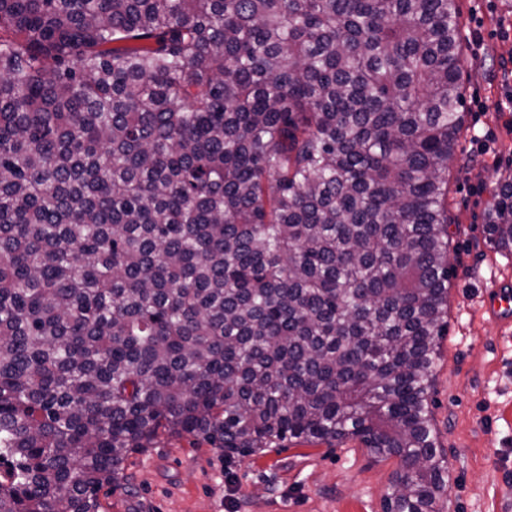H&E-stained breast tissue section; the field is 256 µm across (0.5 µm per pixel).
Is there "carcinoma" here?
<instances>
[{"mask_svg":"<svg viewBox=\"0 0 512 512\" xmlns=\"http://www.w3.org/2000/svg\"><path fill=\"white\" fill-rule=\"evenodd\" d=\"M457 0H0V512L129 453L359 442L444 512ZM485 239L512 254V172Z\"/></svg>","mask_w":512,"mask_h":512,"instance_id":"1","label":"carcinoma"}]
</instances>
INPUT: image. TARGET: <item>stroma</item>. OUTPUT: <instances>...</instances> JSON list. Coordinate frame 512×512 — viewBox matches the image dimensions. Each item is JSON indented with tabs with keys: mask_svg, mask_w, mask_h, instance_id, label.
I'll return each instance as SVG.
<instances>
[{
	"mask_svg": "<svg viewBox=\"0 0 512 512\" xmlns=\"http://www.w3.org/2000/svg\"><path fill=\"white\" fill-rule=\"evenodd\" d=\"M465 45V122L448 169V332L431 411L448 460L446 512H512V323L491 315L493 280L512 283V256L485 243L484 214L512 169V110L501 63L512 61V0H459ZM401 464L358 442L289 444L249 456L184 435L129 454L122 479L99 493L102 512H383Z\"/></svg>",
	"mask_w": 512,
	"mask_h": 512,
	"instance_id": "35a3bbf8",
	"label": "stroma"
}]
</instances>
